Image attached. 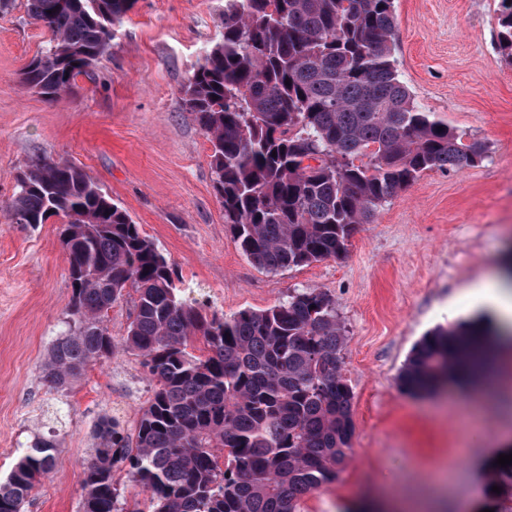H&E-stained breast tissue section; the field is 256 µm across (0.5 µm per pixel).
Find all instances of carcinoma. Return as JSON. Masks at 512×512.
I'll use <instances>...</instances> for the list:
<instances>
[{
  "label": "carcinoma",
  "mask_w": 512,
  "mask_h": 512,
  "mask_svg": "<svg viewBox=\"0 0 512 512\" xmlns=\"http://www.w3.org/2000/svg\"><path fill=\"white\" fill-rule=\"evenodd\" d=\"M124 0H27L50 34L22 84L61 99L112 48ZM498 48L512 61V0H499ZM394 0H225L224 33L188 77L184 109L211 144L210 165L246 257L278 272L342 257L360 224L428 171L473 166L486 153L420 110L394 58ZM15 224L66 220L69 330L44 379L59 390L117 346L142 358L152 395L136 428L97 425L82 512H300L335 482L351 449L353 394L342 374L336 301L309 288L227 318L189 302L166 257L79 166L41 160L9 204ZM133 295L126 335L106 325ZM478 323L438 328L414 347L401 389L432 394L492 372ZM203 348L190 351L193 339ZM224 449L219 461L215 449ZM36 439L0 480V512H22L54 466ZM149 493L121 497L115 475ZM494 512H512V465L494 466Z\"/></svg>",
  "instance_id": "obj_1"
}]
</instances>
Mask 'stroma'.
Returning a JSON list of instances; mask_svg holds the SVG:
<instances>
[{
    "mask_svg": "<svg viewBox=\"0 0 512 512\" xmlns=\"http://www.w3.org/2000/svg\"><path fill=\"white\" fill-rule=\"evenodd\" d=\"M498 0H395L398 71L417 106L483 142L473 167L432 171L380 206L338 259L268 273L242 254L214 186L211 145L183 106L202 51L222 36L224 0H135L112 49L75 94L56 101L21 84L49 35L25 0L0 12V476L39 437L55 467L24 512H81L84 466L102 417L133 428L150 396L139 356L116 350L64 390L43 368L66 330L71 286L60 218L16 224L8 205L33 160L81 167L174 264L186 299L230 317L296 288L336 300L343 375L353 392L350 457L301 512H342L373 492L450 502L484 499L478 468L512 412L476 394L404 393L414 346L469 319L466 291L512 260V64L497 46Z\"/></svg>",
    "mask_w": 512,
    "mask_h": 512,
    "instance_id": "35a3bbf8",
    "label": "stroma"
}]
</instances>
